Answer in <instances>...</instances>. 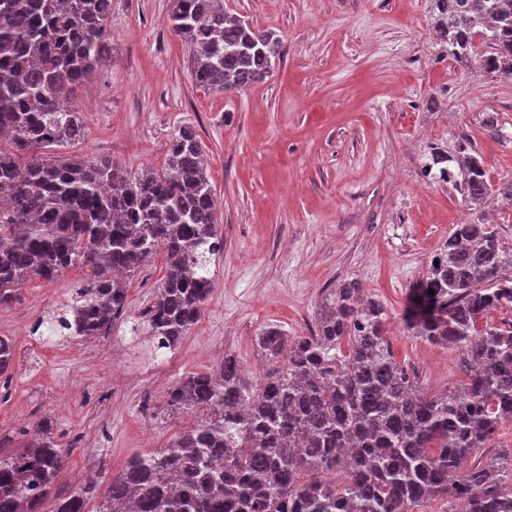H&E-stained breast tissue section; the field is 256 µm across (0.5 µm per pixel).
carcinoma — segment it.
I'll list each match as a JSON object with an SVG mask.
<instances>
[{"instance_id":"1","label":"carcinoma","mask_w":512,"mask_h":512,"mask_svg":"<svg viewBox=\"0 0 512 512\" xmlns=\"http://www.w3.org/2000/svg\"><path fill=\"white\" fill-rule=\"evenodd\" d=\"M111 14L112 0H0V137L11 141L0 150V307L19 302L27 281L79 263L87 276L47 330L107 336L126 304L119 275L161 249L168 274L145 328L171 349L198 322L224 249L197 132L179 128L164 169L134 176L106 157L40 154L83 137L82 113L60 101L109 52ZM432 16L452 60H468L478 37L485 69L512 77V0H433ZM170 22L190 45L196 84L217 92L262 80L279 55L273 33L214 0H171ZM422 171L471 205L512 200V179L492 183L464 133L449 151L430 147ZM361 292L355 279L330 289L308 336L264 332L269 368L254 381L232 356L176 379L168 406L196 420L132 457L103 494L90 480L51 496L66 449L54 421L40 420L37 442L0 456V512H88L96 499L97 512H424L436 499L455 512L460 498L468 512H512L502 464L464 466L512 422V319L477 327L491 309L512 311V253L495 225H455L410 290L406 331L456 350L460 384L423 390L393 356L385 307ZM13 361L0 337V377Z\"/></svg>"}]
</instances>
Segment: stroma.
<instances>
[{
  "label": "stroma",
  "instance_id": "stroma-1",
  "mask_svg": "<svg viewBox=\"0 0 512 512\" xmlns=\"http://www.w3.org/2000/svg\"><path fill=\"white\" fill-rule=\"evenodd\" d=\"M280 40L263 80L239 91L198 86L190 48L169 22L170 0H112L110 51L70 96L84 114L65 159L107 157L130 173L161 169L174 133L200 135L224 251L198 323L174 349H157L144 312L167 274L164 254L126 278L127 306L110 335L46 338L32 326L59 313L80 266L34 279L0 308V336L16 366L0 380V454L24 445L27 424L49 418L68 456L53 488L65 495L95 468L108 483L126 462L165 447L193 413L171 412L170 384L234 356L259 378L265 328L309 335L330 288L357 279L387 311L398 363L438 392L459 382L454 350L408 335L409 288L460 218L495 225L512 242V205L471 206L424 181L428 146L472 136L493 182L512 177V79L481 56L460 65L436 41L430 0H224ZM496 113L504 138L485 134Z\"/></svg>",
  "mask_w": 512,
  "mask_h": 512
}]
</instances>
